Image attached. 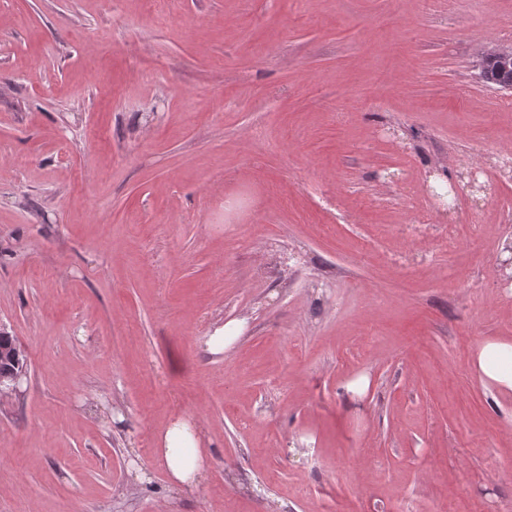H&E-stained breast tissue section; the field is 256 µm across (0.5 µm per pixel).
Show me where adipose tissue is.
Listing matches in <instances>:
<instances>
[{
  "label": "adipose tissue",
  "instance_id": "adipose-tissue-1",
  "mask_svg": "<svg viewBox=\"0 0 512 512\" xmlns=\"http://www.w3.org/2000/svg\"><path fill=\"white\" fill-rule=\"evenodd\" d=\"M473 369L493 396H512V339L485 341L477 351ZM159 443L156 456L167 471L172 490L195 485L202 475L200 439L190 424L182 420L172 423Z\"/></svg>",
  "mask_w": 512,
  "mask_h": 512
}]
</instances>
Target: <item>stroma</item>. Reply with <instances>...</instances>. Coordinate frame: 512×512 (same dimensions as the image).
<instances>
[{
  "instance_id": "1",
  "label": "stroma",
  "mask_w": 512,
  "mask_h": 512,
  "mask_svg": "<svg viewBox=\"0 0 512 512\" xmlns=\"http://www.w3.org/2000/svg\"><path fill=\"white\" fill-rule=\"evenodd\" d=\"M510 48L512 0H0V512H512L470 369L512 337ZM481 77L487 83H492L499 87L508 85L512 87V64L505 67L494 57H487L482 64ZM244 329V322L231 320L224 323V326L215 330L205 341L206 349L212 353H223L241 335ZM14 343L13 337L7 334H4L3 338H0V348L10 350L11 354L7 360H3L2 352L0 351V375H7L24 366L23 355L17 350V347H14ZM161 448H155L158 461L165 467L169 485L174 491L195 485L202 475V459L197 448L199 436L191 430L188 422L178 420L165 430L159 439ZM174 448H188L186 456L175 452Z\"/></svg>"
}]
</instances>
